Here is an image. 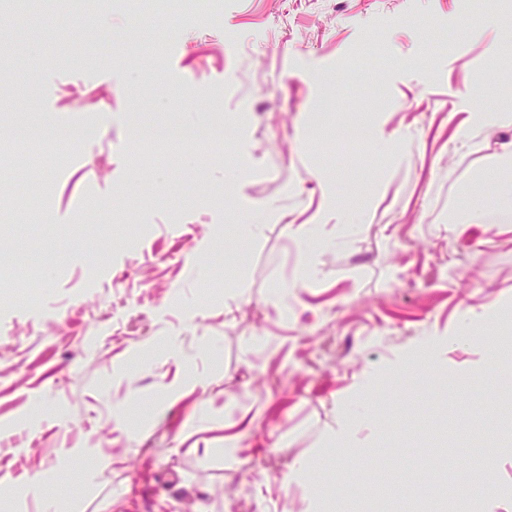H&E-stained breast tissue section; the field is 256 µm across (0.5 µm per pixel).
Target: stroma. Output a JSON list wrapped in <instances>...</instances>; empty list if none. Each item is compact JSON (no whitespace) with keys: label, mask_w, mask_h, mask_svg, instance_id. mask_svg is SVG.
Returning a JSON list of instances; mask_svg holds the SVG:
<instances>
[{"label":"stroma","mask_w":512,"mask_h":512,"mask_svg":"<svg viewBox=\"0 0 512 512\" xmlns=\"http://www.w3.org/2000/svg\"><path fill=\"white\" fill-rule=\"evenodd\" d=\"M492 17L512 0L0 13V132L96 120L58 168L0 167V512H409L435 454L430 512H512V224L459 221L512 145L463 126L512 113ZM168 121L198 137L162 173L137 135Z\"/></svg>","instance_id":"35a3bbf8"}]
</instances>
